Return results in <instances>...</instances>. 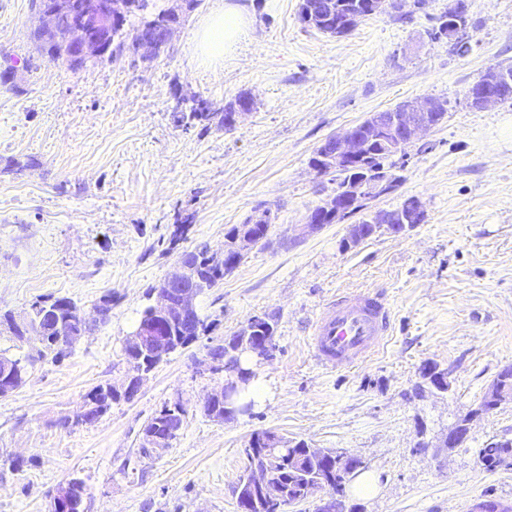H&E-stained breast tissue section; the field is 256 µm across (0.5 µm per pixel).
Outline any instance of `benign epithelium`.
Returning a JSON list of instances; mask_svg holds the SVG:
<instances>
[{"mask_svg":"<svg viewBox=\"0 0 512 512\" xmlns=\"http://www.w3.org/2000/svg\"><path fill=\"white\" fill-rule=\"evenodd\" d=\"M138 0H86L84 12L87 23L68 30L58 27V16L67 7L68 0H38L40 23L33 31V37L40 45V52L53 60L56 55L74 67L96 62L112 51V37L123 30L127 16L138 6ZM195 0H172L163 18H149L136 30L126 35L123 54H129L141 62H149L168 52L173 39L181 28L186 16L195 9ZM334 10L333 0H304L301 22L311 28L320 26L323 15ZM512 89V72L496 71L495 79L480 78L468 93L470 107L485 110L500 103L504 91ZM444 119L438 112V104L431 97L409 99L390 112H374L363 122L352 126L340 134L325 139L319 148V160L311 164L318 174L338 171L358 161L371 138L379 137L398 146L411 147L425 137ZM401 175L392 165L379 170L347 187L344 192L330 196L320 207L310 211L304 222L293 227L295 236L304 238L323 230L327 223L340 224L357 214L369 217V223L393 237H403L418 223L417 213L393 214L375 208V202L391 194ZM206 283L197 274L195 265L187 257H179L176 269L162 280L152 291L155 295L153 321L137 326L126 338L125 350L138 352L144 363L135 364L121 385L119 393L128 400L134 399L149 370L146 363L161 362L175 352L176 343L168 330V323L177 318L192 319L203 323L196 302L204 293ZM211 369L227 374L224 386L212 393L215 398L226 401L225 410H230L227 401L243 379L237 372V364L224 358L208 356ZM29 371L22 362L5 366L0 376V393L7 395L17 389L24 375ZM512 403V383L507 373L501 372L485 389V400L477 408L469 410L451 429L443 440V447L455 444L458 429H469L471 422L481 415L490 414L501 406ZM170 421L169 434L175 435L184 426L181 412V399H176L162 411ZM267 447L250 449L252 465L246 472L247 484L258 495L272 503L285 500L281 487L274 482L271 472L278 459L270 454L271 448H286L278 435L271 434L266 440ZM309 454L331 462L330 473L336 474L339 488L332 493L328 482L309 485L302 494L288 504H298L310 500L315 504L314 512H345V487L363 468V461L343 450L310 448ZM53 505L60 512H87V505L72 493V480L58 484L50 495Z\"/></svg>","mask_w":512,"mask_h":512,"instance_id":"benign-epithelium-1","label":"benign epithelium"}]
</instances>
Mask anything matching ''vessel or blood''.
<instances>
[{
	"mask_svg": "<svg viewBox=\"0 0 512 512\" xmlns=\"http://www.w3.org/2000/svg\"><path fill=\"white\" fill-rule=\"evenodd\" d=\"M390 330L391 311L382 291L339 293L323 304L313 322L309 348L324 367H353L379 351Z\"/></svg>",
	"mask_w": 512,
	"mask_h": 512,
	"instance_id": "b4317fda",
	"label": "vessel or blood"
}]
</instances>
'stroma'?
<instances>
[{"label": "stroma", "mask_w": 512, "mask_h": 512, "mask_svg": "<svg viewBox=\"0 0 512 512\" xmlns=\"http://www.w3.org/2000/svg\"><path fill=\"white\" fill-rule=\"evenodd\" d=\"M225 0H202L151 62L118 56L71 72L42 55L30 32L33 0H0V311L21 315L38 297H68L92 310L112 298L109 321L60 363L39 361L0 398V454L22 456L0 473V512H47L71 476L89 512H238L234 486L254 433L360 457L378 486L348 493L362 512H512V472H489L479 451L512 438V404L476 419L467 439L444 435L512 367V102L465 104L489 67L512 64V0H468L463 39L432 38L452 0H406L401 12L363 20L333 37L304 27L301 0H238L250 35L223 63H197L194 34ZM242 93L256 106L232 129L184 128L179 96L224 106ZM416 97L445 102L443 123L402 159V182L379 202L419 198L426 220L407 236L379 234L343 247L347 224L305 238L293 227L336 190L310 159L324 139ZM271 209L256 245L197 309L210 329L151 372L138 396L98 421L61 427L97 385L128 373L123 342L148 293L198 245L224 251V235ZM384 290L393 335L351 369L325 370L308 331L336 291ZM253 316L276 320V351L252 360L267 399L219 422L203 413L224 383L208 349ZM433 362L444 393L418 392ZM183 399L184 428L163 454L140 453L142 430Z\"/></svg>", "instance_id": "obj_1"}]
</instances>
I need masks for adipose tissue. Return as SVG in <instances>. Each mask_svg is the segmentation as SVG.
Instances as JSON below:
<instances>
[{"label":"adipose tissue","instance_id":"1","mask_svg":"<svg viewBox=\"0 0 512 512\" xmlns=\"http://www.w3.org/2000/svg\"><path fill=\"white\" fill-rule=\"evenodd\" d=\"M248 31L249 19L244 8L229 0L224 8L204 22L198 35L197 61L203 65L223 61Z\"/></svg>","mask_w":512,"mask_h":512}]
</instances>
